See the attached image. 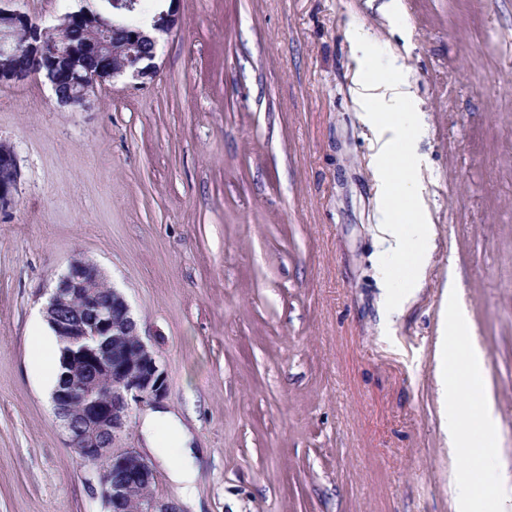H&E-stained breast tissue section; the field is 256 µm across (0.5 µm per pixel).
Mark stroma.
I'll return each mask as SVG.
<instances>
[{
    "label": "stroma",
    "mask_w": 512,
    "mask_h": 512,
    "mask_svg": "<svg viewBox=\"0 0 512 512\" xmlns=\"http://www.w3.org/2000/svg\"><path fill=\"white\" fill-rule=\"evenodd\" d=\"M179 0L151 80L60 109L0 86V512H105L28 359L72 260L124 294L194 436L196 512H464L439 401L459 283L512 471V0ZM362 32L364 43L352 39ZM396 63L435 234L405 276L379 231L359 60ZM148 405L121 447L154 493ZM0 158L2 163H9L15 169V182L12 184H2L0 186V209L6 210L13 206L18 190L19 172L17 159L14 151L8 145L0 148Z\"/></svg>",
    "instance_id": "1"
}]
</instances>
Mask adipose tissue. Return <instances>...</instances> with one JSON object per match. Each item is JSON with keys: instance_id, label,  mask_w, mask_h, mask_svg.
Here are the masks:
<instances>
[{"instance_id": "obj_1", "label": "adipose tissue", "mask_w": 512, "mask_h": 512, "mask_svg": "<svg viewBox=\"0 0 512 512\" xmlns=\"http://www.w3.org/2000/svg\"><path fill=\"white\" fill-rule=\"evenodd\" d=\"M410 95L404 85L388 79L371 54L360 60L356 102L369 124L380 135L376 179L382 192L380 231L412 278H419L426 264V243L432 227L421 209L422 187L414 173L410 143L419 127L409 121ZM469 325L461 311L448 316V356L443 362L444 387L448 396V427L458 451L477 456L475 469L462 470L454 493L459 501L475 505L477 512H504L512 500V478L496 464L495 411L486 389L473 399L459 396L460 375H474L482 357L469 340ZM144 430L152 435L151 446L165 460L173 481L185 497H192L198 471L186 450L189 436L181 422L171 415H148Z\"/></svg>"}]
</instances>
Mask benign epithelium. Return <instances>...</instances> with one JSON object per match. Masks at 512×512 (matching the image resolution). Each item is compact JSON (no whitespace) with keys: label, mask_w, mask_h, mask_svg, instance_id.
<instances>
[{"label":"benign epithelium","mask_w":512,"mask_h":512,"mask_svg":"<svg viewBox=\"0 0 512 512\" xmlns=\"http://www.w3.org/2000/svg\"><path fill=\"white\" fill-rule=\"evenodd\" d=\"M73 30L74 43L48 45L51 29L43 28L26 13L14 9L9 0L0 3V85H14L31 77L25 60L9 43L12 30L29 32L25 54L39 61L56 102L61 107L85 103L89 92L105 81L127 76L130 87L153 76L160 37L170 35L180 24L177 6L156 16L152 30H138L139 40L153 46L135 69L117 67L112 46L99 31L107 22L84 10L63 17ZM100 271L90 262L72 261L53 289L45 314L61 343L59 382L51 400L69 447L86 460L104 462L107 475L96 477L93 489L100 495L106 512H126L130 501L138 512H183L175 499H158L145 493L154 482L149 462L134 448L114 450L130 427L132 404L161 403L168 391L167 378L153 347L140 333L130 306L116 289L110 294L91 293ZM86 300L78 313L59 312L62 293Z\"/></svg>","instance_id":"1"}]
</instances>
